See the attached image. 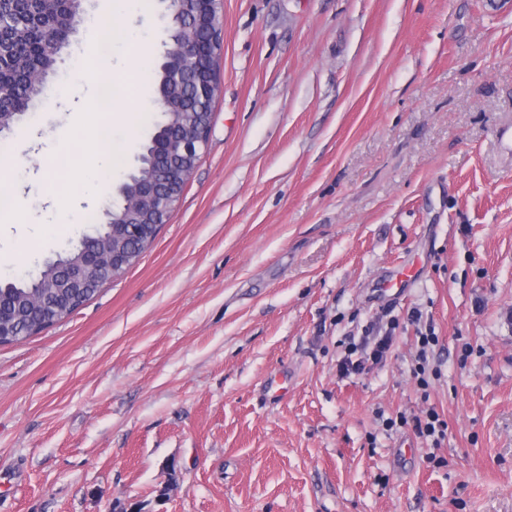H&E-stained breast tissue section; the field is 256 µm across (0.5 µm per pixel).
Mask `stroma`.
Listing matches in <instances>:
<instances>
[{
    "instance_id": "35a3bbf8",
    "label": "stroma",
    "mask_w": 512,
    "mask_h": 512,
    "mask_svg": "<svg viewBox=\"0 0 512 512\" xmlns=\"http://www.w3.org/2000/svg\"><path fill=\"white\" fill-rule=\"evenodd\" d=\"M101 2L57 61L70 93L0 136L25 163L0 223L14 279L105 223L160 118L168 0H138L136 136L111 126L113 185L65 176L56 212L48 159L90 164L104 135ZM222 23L208 142L153 246L0 346V512H512V0H224ZM392 319L386 358L340 375ZM432 407L440 445L383 424ZM419 333L420 335L417 336V343L419 346L418 366L414 369L413 377L417 385L425 391L429 387L427 374L429 367L428 356L433 346L438 343V336H436L434 329L431 327L426 328L425 333L422 330H420Z\"/></svg>"
}]
</instances>
